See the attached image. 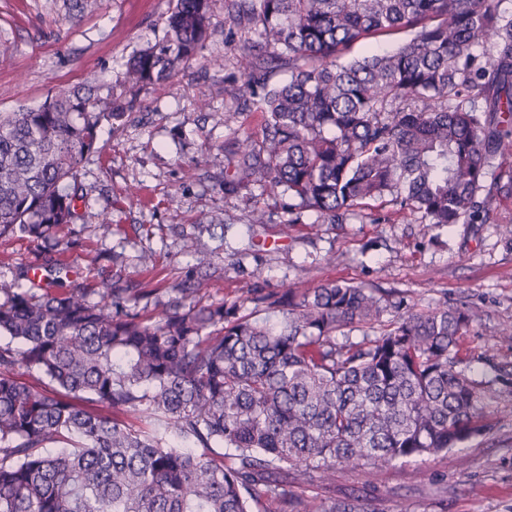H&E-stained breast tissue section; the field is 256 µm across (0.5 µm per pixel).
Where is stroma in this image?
Wrapping results in <instances>:
<instances>
[{"label": "stroma", "instance_id": "35a3bbf8", "mask_svg": "<svg viewBox=\"0 0 512 512\" xmlns=\"http://www.w3.org/2000/svg\"><path fill=\"white\" fill-rule=\"evenodd\" d=\"M172 7L102 0L80 15L72 0H0V112L41 106L93 72L126 112L123 126H101L100 153L79 169V220L50 244L0 239V283L28 269L48 285L61 259L90 288L119 275L123 287L141 291L139 312L159 314L202 272L211 275L205 300L213 304L238 300L246 285L277 291L345 280L424 311L467 303L480 318L460 339L462 369L512 372V199L494 203L486 223L434 227L381 201L342 224L318 223L309 210L293 223L280 192L225 195L223 167L199 160L223 155L234 134L257 132L259 115L224 93L243 80L235 62L244 44L224 26V0L212 2L205 49L173 80L123 87L126 60L164 37ZM227 109L240 114L231 127L216 121ZM254 206L266 223H250ZM488 389L493 429L485 437L369 470L340 462L335 485L303 494L359 496L367 512H512V385Z\"/></svg>", "mask_w": 512, "mask_h": 512}]
</instances>
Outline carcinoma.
<instances>
[{"mask_svg": "<svg viewBox=\"0 0 512 512\" xmlns=\"http://www.w3.org/2000/svg\"><path fill=\"white\" fill-rule=\"evenodd\" d=\"M504 2L226 0L224 25L248 47L242 84L224 93L249 98L260 131L227 142L224 191L280 189L289 214L324 224L385 198L422 224L487 221L512 198V174H496L512 162ZM210 20L211 0H174L165 37L125 63V87L172 80ZM398 33L395 50L347 59ZM123 117L95 75L0 112V237L69 229L79 168L100 125ZM207 287L154 317L127 311L137 296L116 281L0 286V512H365L296 488L335 485L338 461L436 456L491 431L485 382L457 369L474 311L410 307L354 341L391 307L378 288H248L215 305Z\"/></svg>", "mask_w": 512, "mask_h": 512, "instance_id": "carcinoma-1", "label": "carcinoma"}]
</instances>
